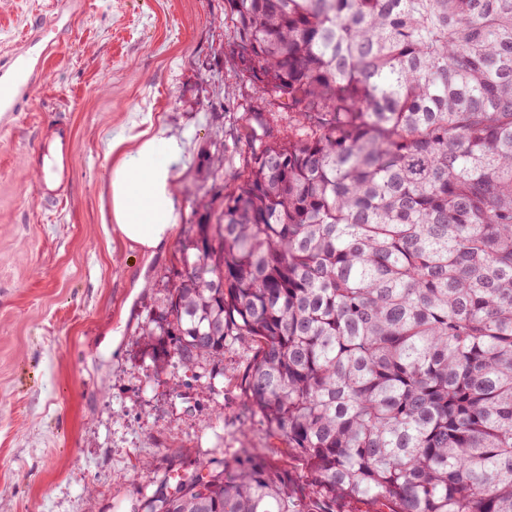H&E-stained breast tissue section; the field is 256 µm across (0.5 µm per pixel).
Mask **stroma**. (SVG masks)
Returning <instances> with one entry per match:
<instances>
[{"mask_svg": "<svg viewBox=\"0 0 512 512\" xmlns=\"http://www.w3.org/2000/svg\"><path fill=\"white\" fill-rule=\"evenodd\" d=\"M52 0H0V58ZM224 0H87L30 111L0 128V512H140L156 477L248 453L310 480L251 410L252 348L223 362L156 366L136 338L178 268L205 189L247 170L249 119L265 109L233 55ZM74 136L66 198L40 203L31 150L55 113ZM165 125L185 137L180 222L144 253L111 224L113 135ZM223 155L219 177L207 160Z\"/></svg>", "mask_w": 512, "mask_h": 512, "instance_id": "stroma-1", "label": "stroma"}]
</instances>
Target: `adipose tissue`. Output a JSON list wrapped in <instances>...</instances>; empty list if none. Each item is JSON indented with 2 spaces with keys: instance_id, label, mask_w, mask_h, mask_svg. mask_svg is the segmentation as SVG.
Listing matches in <instances>:
<instances>
[{
  "instance_id": "adipose-tissue-1",
  "label": "adipose tissue",
  "mask_w": 512,
  "mask_h": 512,
  "mask_svg": "<svg viewBox=\"0 0 512 512\" xmlns=\"http://www.w3.org/2000/svg\"><path fill=\"white\" fill-rule=\"evenodd\" d=\"M107 149L118 158L109 183L113 223L131 245L157 248L179 222L176 179L186 157L185 141L159 126L116 135Z\"/></svg>"
}]
</instances>
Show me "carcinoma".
<instances>
[{
  "label": "carcinoma",
  "mask_w": 512,
  "mask_h": 512,
  "mask_svg": "<svg viewBox=\"0 0 512 512\" xmlns=\"http://www.w3.org/2000/svg\"><path fill=\"white\" fill-rule=\"evenodd\" d=\"M255 112L140 339L255 347L310 474L171 469L141 512H512V0H224Z\"/></svg>",
  "instance_id": "carcinoma-1"
}]
</instances>
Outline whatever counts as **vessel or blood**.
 Returning <instances> with one entry per match:
<instances>
[{
  "mask_svg": "<svg viewBox=\"0 0 512 512\" xmlns=\"http://www.w3.org/2000/svg\"><path fill=\"white\" fill-rule=\"evenodd\" d=\"M82 0H59L58 8L10 56L0 59V125L9 126L19 113L29 111L34 93L42 83L56 33L65 17H77ZM74 141L72 128L64 118H57L51 134L33 149L38 181L36 197L43 203L62 201L72 178Z\"/></svg>",
  "mask_w": 512,
  "mask_h": 512,
  "instance_id": "vessel-or-blood-1",
  "label": "vessel or blood"
}]
</instances>
